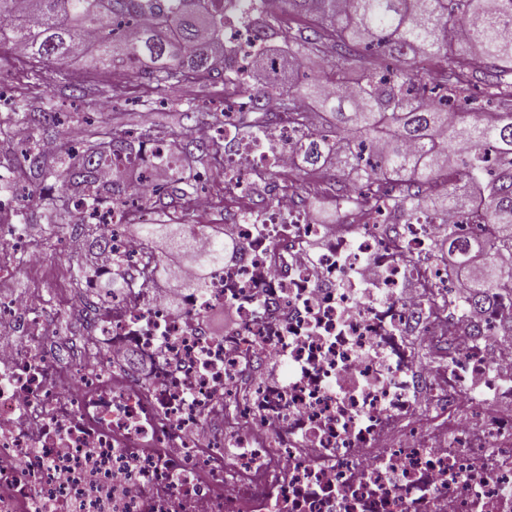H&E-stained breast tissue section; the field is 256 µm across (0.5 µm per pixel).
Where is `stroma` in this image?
<instances>
[{"instance_id":"stroma-1","label":"stroma","mask_w":512,"mask_h":512,"mask_svg":"<svg viewBox=\"0 0 512 512\" xmlns=\"http://www.w3.org/2000/svg\"><path fill=\"white\" fill-rule=\"evenodd\" d=\"M100 75V70L85 60L71 62L61 73L54 61L21 59L9 48L0 49V113L15 108L26 117L20 126L0 132V198L9 201L8 221L23 233L25 248H34L43 257L41 272L29 275L24 271L25 249L9 252L8 262L16 274L0 280V293L39 291L44 300L45 343L50 347L58 339L78 336L85 330L67 304L68 297L78 289L70 269L79 266L83 281L94 280L98 275L94 260L98 242L94 234H87L86 252L74 259L61 251V241L75 224L81 223L82 213L72 207L55 209L47 205V197L56 194L58 184L29 171L23 161L24 142L35 139L55 143L56 154L51 162L56 165L92 145L94 132L100 130L121 134L137 129L153 140L168 139L172 131L185 124L180 108L183 101L205 106V113L196 115L194 122L209 128L216 126L218 114L224 109V83L218 78L182 84L168 92L166 104L160 105L151 102L143 79L116 72L105 82ZM50 103L60 111L54 132L44 131L34 120L37 112ZM189 176L196 177L200 187L213 198L208 214H194L191 223L223 233L231 218L224 208V190L216 185L214 169L192 158L175 161L159 176L165 193L151 199L150 209L143 213L144 223L159 222L166 213L180 217L170 189L176 178Z\"/></svg>"}]
</instances>
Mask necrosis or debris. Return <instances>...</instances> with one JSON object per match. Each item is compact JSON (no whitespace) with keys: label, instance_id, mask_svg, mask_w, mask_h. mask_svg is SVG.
Instances as JSON below:
<instances>
[{"label":"necrosis or debris","instance_id":"4bbe7bcc","mask_svg":"<svg viewBox=\"0 0 512 512\" xmlns=\"http://www.w3.org/2000/svg\"><path fill=\"white\" fill-rule=\"evenodd\" d=\"M294 136L236 171L233 248L178 307L122 203L86 211L99 278L129 276L74 297L84 336L47 349L41 299L0 296V512H512V292L471 301L436 249L486 225L317 223L280 184Z\"/></svg>","mask_w":512,"mask_h":512}]
</instances>
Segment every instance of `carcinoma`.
I'll use <instances>...</instances> for the list:
<instances>
[{
	"instance_id": "1",
	"label": "carcinoma",
	"mask_w": 512,
	"mask_h": 512,
	"mask_svg": "<svg viewBox=\"0 0 512 512\" xmlns=\"http://www.w3.org/2000/svg\"><path fill=\"white\" fill-rule=\"evenodd\" d=\"M280 14L269 15L263 0H26L15 16L16 0H0V23L9 32L0 43L18 44L26 56L53 59L63 66L80 56L82 37L94 36L96 61L145 77L165 93L192 80L218 76L224 87L247 96L233 136L260 140L279 120L301 131L288 149L298 170L336 165L342 176L362 178L370 200H352L346 185H336L338 204L369 210L381 197L380 179L392 183L391 206L405 222L432 224L450 209L472 200L482 206L480 238L448 233L438 251L451 256L472 288L470 296L490 300L512 281L494 251L512 244V0H279ZM246 26L254 40L279 37L291 45L289 57L257 59L250 70L264 85L239 78V66L224 49L228 18ZM403 58L405 67L378 72L370 56ZM299 57L323 59L329 71L297 80ZM279 98L269 112L266 100ZM310 104L324 117L319 134L307 132ZM143 141L101 133L81 161L59 173L63 192L74 190L93 202L145 198L139 182L113 180L96 189V169L104 161L140 157ZM192 145L177 138L151 169L170 166L175 151ZM225 170L224 141L192 146ZM193 224H142L140 236L153 249L158 238L170 252L197 265L194 287H204L214 267L224 262L231 243L212 235L205 255L193 251Z\"/></svg>"
}]
</instances>
